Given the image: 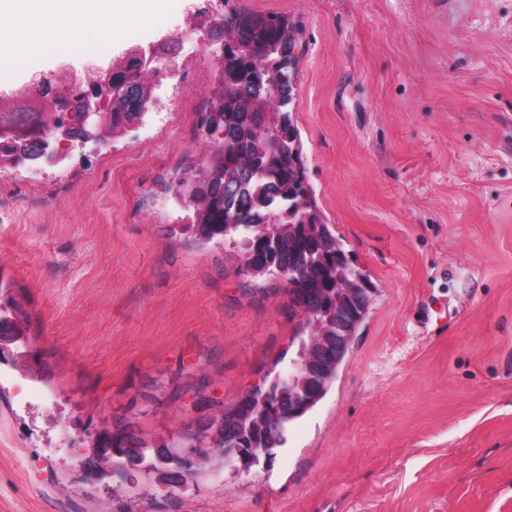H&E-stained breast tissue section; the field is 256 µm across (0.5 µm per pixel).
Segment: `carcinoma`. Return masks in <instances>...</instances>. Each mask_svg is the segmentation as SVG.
Segmentation results:
<instances>
[{
	"instance_id": "1",
	"label": "carcinoma",
	"mask_w": 512,
	"mask_h": 512,
	"mask_svg": "<svg viewBox=\"0 0 512 512\" xmlns=\"http://www.w3.org/2000/svg\"><path fill=\"white\" fill-rule=\"evenodd\" d=\"M226 48L218 66L219 88L201 128L208 152L199 169L174 186L191 211L180 233L201 245H229L239 252L245 272L254 277H285L293 306L303 322L304 338L296 358L311 354L323 336H352L367 313L368 298L354 306L352 325H336L330 315L336 289L352 293L366 288L363 275L351 266L342 245L320 216L305 180L298 131L292 119L298 56L295 30L287 18L233 7L217 23ZM112 102L101 125L83 123L82 112L58 113L69 127L72 144L90 139L107 142L144 122V105L135 106L123 94L130 74L137 76L140 94L155 91L146 65L125 54L112 60ZM0 166L31 158L36 145L55 138L44 129L40 107L22 112L0 111ZM9 286L0 281V357L27 336L28 314L17 300L3 298ZM336 366L323 373L295 374L291 383L272 370L246 397L224 408L209 431L191 440L170 439L158 446L102 431L94 451L124 478L142 467L160 484L196 477L214 452L226 456L239 448H280L287 443L291 423L311 409L312 392L326 394ZM192 455L196 461L185 465Z\"/></svg>"
}]
</instances>
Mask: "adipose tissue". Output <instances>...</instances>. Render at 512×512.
<instances>
[{"label": "adipose tissue", "instance_id": "obj_1", "mask_svg": "<svg viewBox=\"0 0 512 512\" xmlns=\"http://www.w3.org/2000/svg\"><path fill=\"white\" fill-rule=\"evenodd\" d=\"M169 0H0V72L43 69L52 57L99 60L127 24L153 25Z\"/></svg>", "mask_w": 512, "mask_h": 512}]
</instances>
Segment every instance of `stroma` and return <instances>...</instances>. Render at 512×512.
<instances>
[{
	"instance_id": "1",
	"label": "stroma",
	"mask_w": 512,
	"mask_h": 512,
	"mask_svg": "<svg viewBox=\"0 0 512 512\" xmlns=\"http://www.w3.org/2000/svg\"><path fill=\"white\" fill-rule=\"evenodd\" d=\"M240 2L295 25L306 178L368 312L270 464L88 477L80 438L195 435L299 345L285 283L176 232L220 46L196 48L206 0H174L101 60L179 36L145 123L0 169L36 370L0 360V512H512V0Z\"/></svg>"
}]
</instances>
